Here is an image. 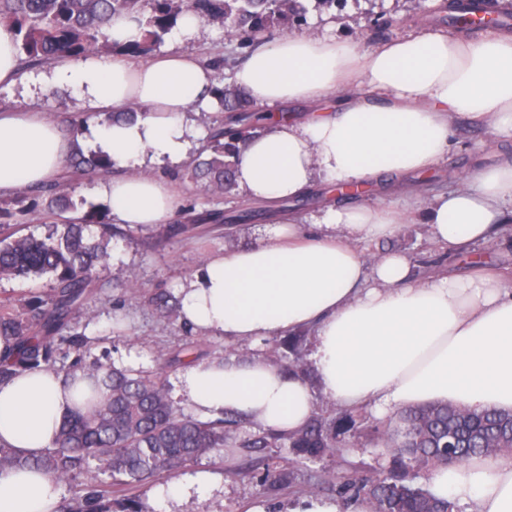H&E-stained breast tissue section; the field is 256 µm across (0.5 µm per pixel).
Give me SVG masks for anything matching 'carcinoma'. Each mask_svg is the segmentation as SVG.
<instances>
[{
    "instance_id": "obj_1",
    "label": "carcinoma",
    "mask_w": 512,
    "mask_h": 512,
    "mask_svg": "<svg viewBox=\"0 0 512 512\" xmlns=\"http://www.w3.org/2000/svg\"><path fill=\"white\" fill-rule=\"evenodd\" d=\"M302 9V0H0V26L13 35L26 61H60L93 50L116 52L105 27L112 17L126 15L144 27V36L122 52L146 57L187 11L252 45L257 35L271 27L288 29ZM216 92L224 118L212 128L206 146L211 157L189 167L187 175L208 190L222 192L235 183L237 144L264 115L233 85ZM68 165L72 173L97 174L109 171L112 162L104 154L86 156L76 149ZM37 191L46 197L37 219L51 230L41 238L17 236L0 222V278L49 274L53 292L50 302L31 303L22 313L8 303L0 304V336L15 340L13 351L0 357L1 382L51 365L58 340L81 349L83 339L67 334L70 317L89 298L93 276L108 260L107 239L93 240L85 234L90 224H108L107 212L91 207L65 220L63 215L76 212L77 207L62 184H44ZM148 302L163 318L180 312L179 299L167 291L149 295ZM76 371L92 380L93 396L65 419L55 446L34 459L0 447V469L27 465L63 481L90 472L95 462L112 478L110 483L91 478L76 502L60 512H112V487H136L222 448L284 445L304 459L315 460L341 442L340 436L356 423L351 411L331 424L313 416L291 433L263 427L253 434L240 433L242 414L226 413L203 422L179 412L160 374H133L101 362L83 365L78 361L66 373ZM377 433L393 457L394 472L371 483L344 480L338 484L342 497L350 501L364 497L374 512L457 509L428 489L407 482L412 465L441 466L489 454L512 459L511 410L427 404L404 410Z\"/></svg>"
}]
</instances>
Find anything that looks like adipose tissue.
Wrapping results in <instances>:
<instances>
[{"instance_id": "obj_1", "label": "adipose tissue", "mask_w": 512, "mask_h": 512, "mask_svg": "<svg viewBox=\"0 0 512 512\" xmlns=\"http://www.w3.org/2000/svg\"><path fill=\"white\" fill-rule=\"evenodd\" d=\"M259 107L276 108L249 139L235 182L260 202L297 198L316 182L379 183L375 204L327 205L309 239L294 220L264 242L209 257L179 290L181 319L214 336L258 342L314 328L315 384L259 357L198 362L177 394L201 417L227 411L290 432L316 397L383 414L393 406L448 402L512 409V289L483 267L418 280L401 253L366 256L363 244L421 218L430 240L459 253L499 238L512 202V151L467 173L459 188L423 200L409 177L443 162L455 120H478L512 139V33L450 39L423 27L373 49L354 40L284 35L254 48L233 74ZM43 87L66 86L92 112L138 104L134 121L96 127L94 143L124 176L104 186L120 224H163L178 206L173 185L140 173L145 160L183 162L202 129L186 112L213 108L210 67L174 52L138 63L114 53L58 62ZM311 105L295 120L287 108ZM72 145L42 113L0 109V194L56 180ZM72 376L40 367L0 383V447L34 457L54 447L75 396ZM432 493L474 512H512V460L473 458L433 469ZM61 490L27 467L0 471V512H58ZM208 469L154 487L153 512H185L192 499L222 498Z\"/></svg>"}]
</instances>
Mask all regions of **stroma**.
<instances>
[{"label": "stroma", "mask_w": 512, "mask_h": 512, "mask_svg": "<svg viewBox=\"0 0 512 512\" xmlns=\"http://www.w3.org/2000/svg\"><path fill=\"white\" fill-rule=\"evenodd\" d=\"M306 11L292 26L296 35L315 34L339 40H356L370 48L407 35L412 25L428 23L457 36L448 24V13L439 0H337L328 8L305 0ZM186 49L204 63L226 58L224 68L214 70L216 86L230 83L237 63L246 56L239 42L226 41L222 28L204 25L197 38L179 46L166 38L159 53ZM27 108L45 114L64 131H78L84 153L94 152L90 129L106 124V116L86 112L80 97L64 87L29 93L22 87L0 85V108ZM455 149L445 167L424 175L428 188L457 185L476 162H491L496 144L486 128L470 120H460L455 128ZM145 172L167 178L179 196L180 210L164 224L132 228L112 227L108 239L109 259L94 278L91 297L76 311L71 321L75 332L87 344L77 352L58 355L56 370L67 368L75 359L85 363L107 362L133 372L162 373L167 383H175L183 369L176 357L190 349L194 361L201 362L227 354L257 356L274 364H287L290 353L281 337L271 336L251 345L210 336L199 330H186L181 319L165 320L145 302L148 290L176 291L215 254H228L240 246L267 239L278 222L277 213L256 210L244 224H201L198 216L219 210L232 215L246 208L241 191L215 196L203 191L186 174V164L157 166L145 164ZM375 254L397 251L405 254L414 278L424 279L437 272L467 273L472 261L502 271L505 286L512 288V236L480 245L474 255H458L435 247L427 227L415 222L404 224L390 237L370 243ZM380 417L370 409L360 410L352 431L345 434L341 448L309 461L291 454L287 448H240L232 462L212 454L194 461V468L221 472L224 476L223 500L192 501L191 512H238L244 500L261 497L271 505L282 506L307 493L325 497L336 494L339 480L367 483L379 478L390 465L387 451L374 430Z\"/></svg>", "instance_id": "35a3bbf8"}]
</instances>
